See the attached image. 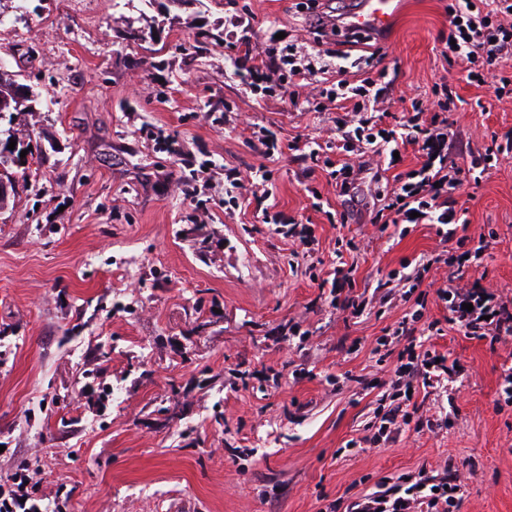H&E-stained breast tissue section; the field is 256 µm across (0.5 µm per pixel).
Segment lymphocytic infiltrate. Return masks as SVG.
Listing matches in <instances>:
<instances>
[{
	"label": "lymphocytic infiltrate",
	"instance_id": "1",
	"mask_svg": "<svg viewBox=\"0 0 512 512\" xmlns=\"http://www.w3.org/2000/svg\"><path fill=\"white\" fill-rule=\"evenodd\" d=\"M447 31L441 32L440 56L448 63L456 58L468 62L465 80L478 86H491L496 95L512 92V74L503 70L502 59H512V0H449L445 10ZM247 39L234 42L238 61L245 66L248 87L253 94L270 96L281 92L292 96L316 78H329L321 94L337 111L336 148L339 160H331L323 144L294 139L290 148L300 160L312 166H324L334 181L339 196L353 197L356 181L370 166L369 156L412 148L417 168L393 177V188L384 205L372 218L380 229L392 224H407L411 219L433 226L443 246L465 250L473 260H481L491 247L487 237L471 238L465 233L469 223L466 209L457 205V190L472 177L475 170L489 162L512 155V132L492 140L483 153L461 162L448 151L451 124L448 114L452 96L438 90L433 107L422 108L412 100L411 113L392 117L388 108L393 82L387 68L368 67L360 79L349 80L346 67H331L330 58H343L341 50H325L324 63H315L311 53L290 45L287 54L268 49L265 60L254 62L247 49ZM428 271L427 263H419L403 278L408 290L401 299L413 304L412 312L385 336L380 361H387V347L402 342L398 365L390 385L403 397L386 412L369 444L396 441L403 433H422L439 429L437 418L420 416L419 404L412 395L438 394L448 386L457 371L441 359L432 339L450 328L463 335L483 340L489 345L512 342V298L486 292L479 282H465L464 269L448 276L446 287L437 289L438 299L445 304L443 319L424 322L422 309L427 294L421 285ZM453 461H445L442 472L433 474L419 470L417 475L392 481L380 479L375 486L355 499L337 502L338 512H459L462 505L460 484ZM37 485L27 471L20 470L0 483V512H43L36 497Z\"/></svg>",
	"mask_w": 512,
	"mask_h": 512
}]
</instances>
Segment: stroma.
<instances>
[{"mask_svg":"<svg viewBox=\"0 0 512 512\" xmlns=\"http://www.w3.org/2000/svg\"><path fill=\"white\" fill-rule=\"evenodd\" d=\"M236 2L201 0L175 19L166 0H27L0 26V64L39 101L17 121L42 147L0 211V479L38 467L40 495L67 499L66 512H322L450 458L460 512H512V404L497 401L512 346L434 337L466 369L452 427L347 449L382 411L394 363L373 350L406 312L380 284L442 247L422 224L379 231L366 177V208L338 223L347 202L288 148L299 135L333 139L334 112L313 109L319 86L263 98L225 44L195 48L197 24L224 33L244 14L260 58L318 16L299 0ZM447 3L401 0L382 63L398 71L393 112L431 102L437 83L460 97L449 119L465 155L512 129V94L467 84L461 63L440 58ZM130 22L144 35L135 44ZM478 99L484 111L471 109ZM263 127L278 139L270 158ZM262 165L270 201L252 192ZM228 169L240 181L229 192ZM456 197L468 236L497 233L472 277L512 298V159ZM270 204L310 221L315 242L263 223ZM342 237L354 251L337 254ZM340 259L361 316L318 287Z\"/></svg>","mask_w":512,"mask_h":512,"instance_id":"stroma-1","label":"stroma"}]
</instances>
